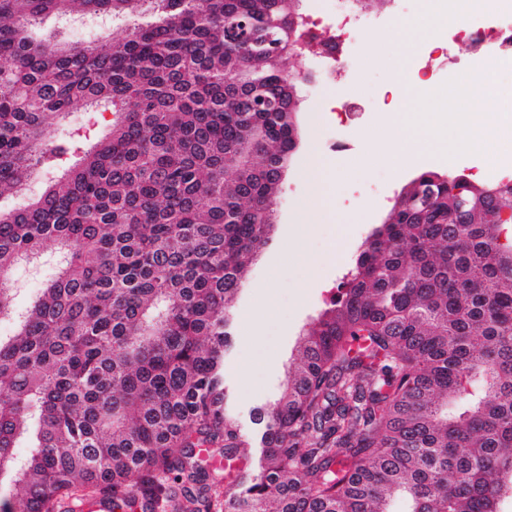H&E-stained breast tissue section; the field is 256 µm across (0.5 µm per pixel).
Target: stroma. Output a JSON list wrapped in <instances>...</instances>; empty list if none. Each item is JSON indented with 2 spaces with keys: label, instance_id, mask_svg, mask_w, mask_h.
I'll return each mask as SVG.
<instances>
[{
  "label": "stroma",
  "instance_id": "obj_1",
  "mask_svg": "<svg viewBox=\"0 0 512 512\" xmlns=\"http://www.w3.org/2000/svg\"><path fill=\"white\" fill-rule=\"evenodd\" d=\"M373 23L336 40V58L345 67L346 79L337 86L319 88L300 83L302 102L298 114L300 140L291 165L281 181L275 211V231L252 267L234 308L233 341L224 356V384L230 408L247 431H254L253 407L274 400L287 377L288 365L299 343L301 329L324 308L352 269L353 260L373 227L383 223L396 197L417 174L434 171L462 174L483 182L486 156L456 153L429 154L396 173L385 156L389 108L385 92L401 82H414L427 61V43L403 51L379 38L393 28L399 16L426 18L415 0H387L375 8ZM454 27L437 34L448 60L436 65L432 86L420 89L428 112L443 123L440 103L454 93L460 81L457 64L467 62L464 48L454 39ZM361 104L354 120L339 112L348 97ZM341 140L345 151L335 152L332 141ZM318 162L343 183L340 204H325L315 216L311 235L295 243L292 226L298 221L296 205L308 192L305 171ZM368 201L359 209L358 201ZM57 271V251L49 247L39 258L18 265L11 277L16 308L29 306Z\"/></svg>",
  "mask_w": 512,
  "mask_h": 512
}]
</instances>
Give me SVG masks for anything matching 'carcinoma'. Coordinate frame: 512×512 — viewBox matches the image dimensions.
Listing matches in <instances>:
<instances>
[{"mask_svg": "<svg viewBox=\"0 0 512 512\" xmlns=\"http://www.w3.org/2000/svg\"><path fill=\"white\" fill-rule=\"evenodd\" d=\"M148 9L109 44L32 34ZM289 17L288 0H0V199L48 176L0 210V282L47 242L62 253L25 311L0 287L16 324L0 337V477L21 488L0 512H53L80 488L159 502L185 477L208 487L188 449L251 457L256 442L252 476L214 490L220 512L512 499V182L417 176L304 330L279 397L252 410L257 437L229 410L230 308L297 145L296 112L272 107L293 84ZM73 112L65 136L46 124Z\"/></svg>", "mask_w": 512, "mask_h": 512, "instance_id": "obj_1", "label": "carcinoma"}]
</instances>
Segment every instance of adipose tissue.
<instances>
[{
  "label": "adipose tissue",
  "mask_w": 512,
  "mask_h": 512,
  "mask_svg": "<svg viewBox=\"0 0 512 512\" xmlns=\"http://www.w3.org/2000/svg\"><path fill=\"white\" fill-rule=\"evenodd\" d=\"M472 0H457L453 12L441 18L424 22L399 21L388 35L389 40L411 48L419 40H434L443 26L458 25L471 7ZM418 97L411 85H402L392 103L389 114L388 157L395 169H402L417 156L427 152H476L485 132L487 115L483 112L470 114L459 119L456 111H448L447 125L435 126L427 112H418L416 120H409L407 110L417 102Z\"/></svg>",
  "instance_id": "1"
}]
</instances>
